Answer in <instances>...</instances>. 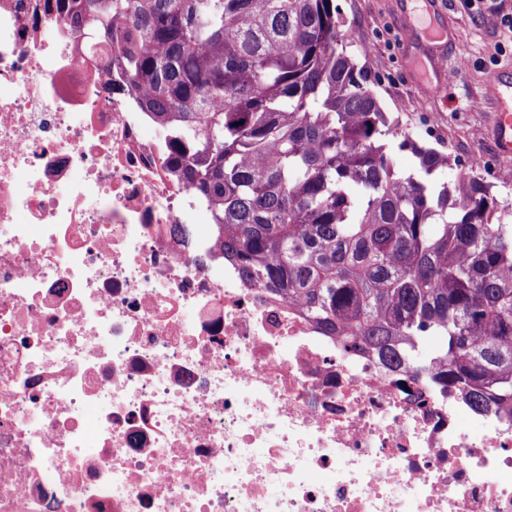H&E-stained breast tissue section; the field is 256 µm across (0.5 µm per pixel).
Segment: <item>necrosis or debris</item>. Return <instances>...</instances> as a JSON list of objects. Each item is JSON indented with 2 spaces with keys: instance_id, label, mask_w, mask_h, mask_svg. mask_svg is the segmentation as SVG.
<instances>
[{
  "instance_id": "4bbe7bcc",
  "label": "necrosis or debris",
  "mask_w": 512,
  "mask_h": 512,
  "mask_svg": "<svg viewBox=\"0 0 512 512\" xmlns=\"http://www.w3.org/2000/svg\"><path fill=\"white\" fill-rule=\"evenodd\" d=\"M46 5L0 0V512H512V414L248 286Z\"/></svg>"
}]
</instances>
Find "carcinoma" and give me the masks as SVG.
Masks as SVG:
<instances>
[{
	"label": "carcinoma",
	"mask_w": 512,
	"mask_h": 512,
	"mask_svg": "<svg viewBox=\"0 0 512 512\" xmlns=\"http://www.w3.org/2000/svg\"><path fill=\"white\" fill-rule=\"evenodd\" d=\"M106 38L171 171L245 281L371 349L512 411V204L402 132L341 47L334 0H57ZM415 172L395 167L390 145Z\"/></svg>",
	"instance_id": "obj_1"
}]
</instances>
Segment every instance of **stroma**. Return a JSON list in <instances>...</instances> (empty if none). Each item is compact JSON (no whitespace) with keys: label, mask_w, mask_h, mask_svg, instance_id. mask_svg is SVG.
Wrapping results in <instances>:
<instances>
[{"label":"stroma","mask_w":512,"mask_h":512,"mask_svg":"<svg viewBox=\"0 0 512 512\" xmlns=\"http://www.w3.org/2000/svg\"><path fill=\"white\" fill-rule=\"evenodd\" d=\"M336 3L347 50L360 58L384 111L410 136L454 159L453 169L440 171L441 180L465 173L475 156L498 164L488 133L489 78L497 73L512 82V27L503 21L512 15V0H494L492 7L479 10L468 8L466 0H442L435 23L446 35L435 41L406 39L405 0ZM441 51L446 92L429 97L419 88L413 61Z\"/></svg>","instance_id":"1"}]
</instances>
